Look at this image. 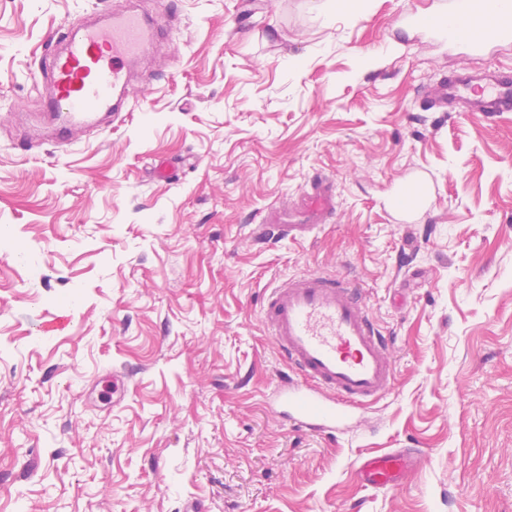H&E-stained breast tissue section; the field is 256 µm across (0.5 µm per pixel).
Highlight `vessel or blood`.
Returning <instances> with one entry per match:
<instances>
[{
    "instance_id": "vessel-or-blood-1",
    "label": "vessel or blood",
    "mask_w": 512,
    "mask_h": 512,
    "mask_svg": "<svg viewBox=\"0 0 512 512\" xmlns=\"http://www.w3.org/2000/svg\"><path fill=\"white\" fill-rule=\"evenodd\" d=\"M512 0H455L459 24L430 16L422 25L445 31L448 42L474 52L497 46L501 32L491 13ZM154 37L149 20L128 7L101 24L67 22L49 39L44 73L50 82V112L64 130L91 125L101 114L119 115L117 95L129 84L131 65ZM444 111H512V75L465 71L441 81L431 94ZM336 210V196L323 175L314 176L292 207H274L252 235L259 240L302 239ZM262 319L280 357L294 372L275 389L290 421L312 431L335 433L337 424L387 395L394 385L389 342L354 280L299 274L282 280L264 297ZM412 449H393L360 459L355 475L363 486L390 490L414 469Z\"/></svg>"
}]
</instances>
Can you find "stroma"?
Segmentation results:
<instances>
[{"label":"stroma","mask_w":512,"mask_h":512,"mask_svg":"<svg viewBox=\"0 0 512 512\" xmlns=\"http://www.w3.org/2000/svg\"><path fill=\"white\" fill-rule=\"evenodd\" d=\"M129 1L0 0V512H512V112L425 96L512 40L407 23L448 0H133L164 36L121 119L56 137L47 35ZM316 173L326 224L254 244ZM302 273L355 279L392 339L393 391L333 437L265 402L262 300ZM394 448L417 471L361 487ZM415 452L410 448L393 449L360 459L355 475L366 488L390 490L401 486L414 470Z\"/></svg>","instance_id":"1"}]
</instances>
